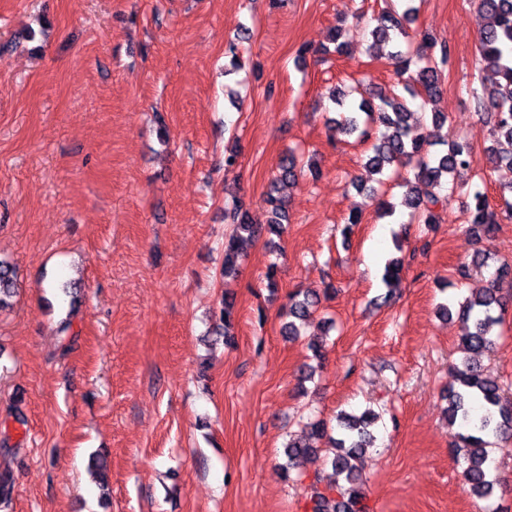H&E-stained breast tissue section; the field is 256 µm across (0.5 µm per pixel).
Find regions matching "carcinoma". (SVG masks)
<instances>
[{
  "label": "carcinoma",
  "instance_id": "cac0c4a2",
  "mask_svg": "<svg viewBox=\"0 0 512 512\" xmlns=\"http://www.w3.org/2000/svg\"><path fill=\"white\" fill-rule=\"evenodd\" d=\"M416 0H398L403 13L389 8L379 14L372 28L371 47L387 49L385 57L399 78L402 94L378 96L361 86L353 91L361 96L358 111L340 114L330 123L339 135L354 136L370 143L366 167L373 175H382L391 167L413 166L414 180L405 184L401 205L420 224L439 223V213L450 199L466 200L467 231L477 240L493 238L500 217L512 216V182L501 189L502 206L491 208L482 180L474 179L480 166L512 169V0H475L485 19L476 51L482 66L468 87L474 112L493 124L496 139L482 151L467 140L436 143L423 133L430 123L446 121L441 112L424 116L426 105L440 92L442 75L453 65V51L436 37L423 33L419 42L402 49L399 37L407 38V25L416 20ZM300 163L294 152L284 156L278 173L264 201L270 210L269 224L249 222L248 210L241 201L227 213L234 224L224 239V276L239 273L241 245L264 233L281 237L289 223L285 188L295 184ZM512 283V263L502 262L489 286L459 303L457 315L465 327L461 336V361L453 367L455 385L444 395L448 425L453 429L451 447L463 459L462 477L470 493L480 499L490 497L497 479L490 476L488 459L492 439L512 435V402L505 399L498 382L487 378L475 359L494 345L493 330L500 325L507 306L500 285ZM18 290L16 269L0 259V309L8 306ZM334 293L323 291L294 292L289 296L286 322L282 331L295 340L300 327L317 311L321 299ZM234 300L224 296L216 314L224 324L225 344L231 343L230 331ZM380 414L372 409L360 413L341 412L336 428L322 419L307 424L305 435L296 434L285 446L287 463L282 469L290 475L297 462L322 451L313 441H324L332 449L330 470L314 474L309 483L312 512H368L365 481L359 460L374 446L375 427Z\"/></svg>",
  "mask_w": 512,
  "mask_h": 512
}]
</instances>
